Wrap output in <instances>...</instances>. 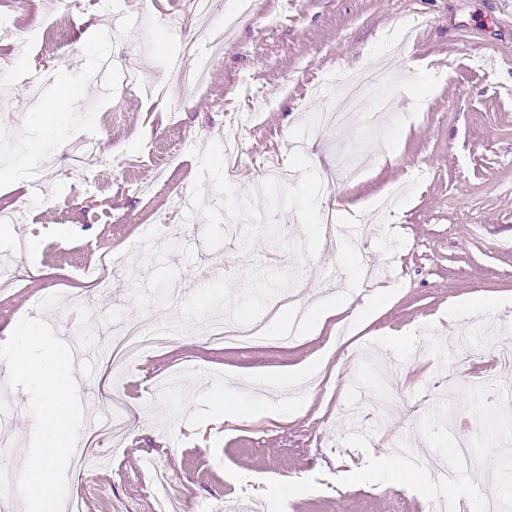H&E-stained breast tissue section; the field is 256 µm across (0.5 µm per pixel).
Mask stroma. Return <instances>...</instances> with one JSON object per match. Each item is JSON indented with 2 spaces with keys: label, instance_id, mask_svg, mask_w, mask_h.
<instances>
[{
  "label": "stroma",
  "instance_id": "1",
  "mask_svg": "<svg viewBox=\"0 0 512 512\" xmlns=\"http://www.w3.org/2000/svg\"><path fill=\"white\" fill-rule=\"evenodd\" d=\"M70 19L71 49L43 36ZM0 158H40L42 190L0 178V202L27 213L0 225V264L24 276L0 285V342L36 314L74 350L83 435L93 436L103 401L120 385L139 405L115 442L98 445L99 478L76 467L67 486L86 512H155L148 458L169 463L189 512H411L429 504L430 482L344 480L349 464L429 448L451 457L471 436L473 469L452 487L484 512H512V421L488 404L512 391V0H254L210 80L186 93L182 111L156 94L179 92L171 60L204 28L190 0H0ZM381 69L385 110L371 96L353 121L325 130L341 72ZM70 83L79 111L38 114L23 80L34 71ZM97 128V157L75 165L68 141ZM63 140L46 137L53 125ZM355 160L356 181L330 187L338 164ZM389 223L339 243L311 242L304 227L327 208L355 223L389 188ZM121 254L106 287L87 277V253ZM393 270L394 295L362 332L343 340L316 387L291 390L304 415L214 421L211 392L288 370L326 344L343 316L320 333H289L321 292L346 294L356 310L379 289L365 264ZM293 309L272 323L276 342L212 344L214 316L261 317L293 283ZM499 308L470 310L477 297ZM460 317L447 321L449 304ZM149 318L164 343L127 371L101 356L115 324ZM404 336L400 345L383 341ZM397 374L388 415L363 406L376 370ZM0 364L12 463L34 429L30 398L11 390Z\"/></svg>",
  "mask_w": 512,
  "mask_h": 512
}]
</instances>
